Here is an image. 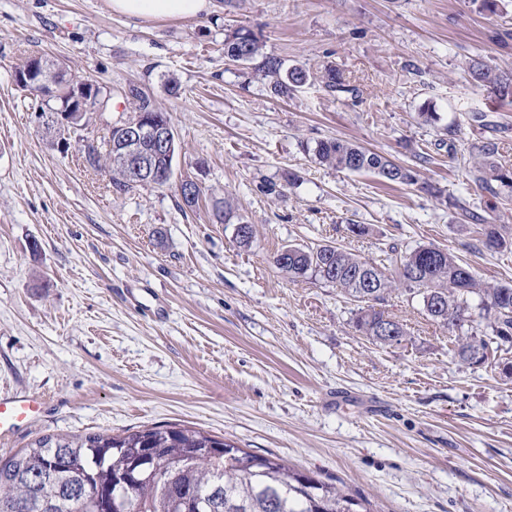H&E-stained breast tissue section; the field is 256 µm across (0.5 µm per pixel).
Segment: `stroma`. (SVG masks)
<instances>
[{
  "instance_id": "obj_1",
  "label": "stroma",
  "mask_w": 512,
  "mask_h": 512,
  "mask_svg": "<svg viewBox=\"0 0 512 512\" xmlns=\"http://www.w3.org/2000/svg\"><path fill=\"white\" fill-rule=\"evenodd\" d=\"M238 28L307 82L281 99L226 59ZM30 57L96 79L105 112L45 136L14 81ZM478 58L512 72V0H212L199 17L153 22L107 0H0V392L47 398L0 438V458L47 434L189 426L343 483L374 512H512V348L462 364L401 291L382 308L405 341L373 344L354 302L275 263L288 245L393 262L433 244L512 284V249H485L454 205L512 228V195L482 190L467 163L491 142L512 165V105L472 81ZM330 64L351 92L324 89ZM132 84L169 114L179 150L168 185L119 192L83 140L132 117ZM327 138L419 182L319 165L310 150ZM185 180L201 187L196 206ZM224 201L254 224L250 246L216 222Z\"/></svg>"
}]
</instances>
